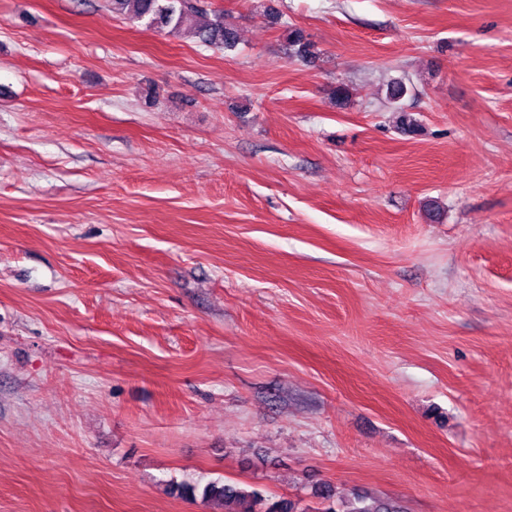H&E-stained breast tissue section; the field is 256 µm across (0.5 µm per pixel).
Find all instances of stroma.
I'll return each mask as SVG.
<instances>
[{"mask_svg":"<svg viewBox=\"0 0 512 512\" xmlns=\"http://www.w3.org/2000/svg\"><path fill=\"white\" fill-rule=\"evenodd\" d=\"M201 3L0 0V512H512V0ZM112 13L126 15L132 22H145L169 35L182 32L195 35L203 44L217 49H231L237 43V31L228 22L222 9H211L204 25H198L196 18L207 15L206 9L198 8L190 0H109ZM200 495L209 502L224 505V512H306L290 499L266 498L256 489L248 490L219 481L207 483ZM349 509L342 512H404L400 505L392 500L356 493L350 501Z\"/></svg>","mask_w":512,"mask_h":512,"instance_id":"1","label":"stroma"}]
</instances>
